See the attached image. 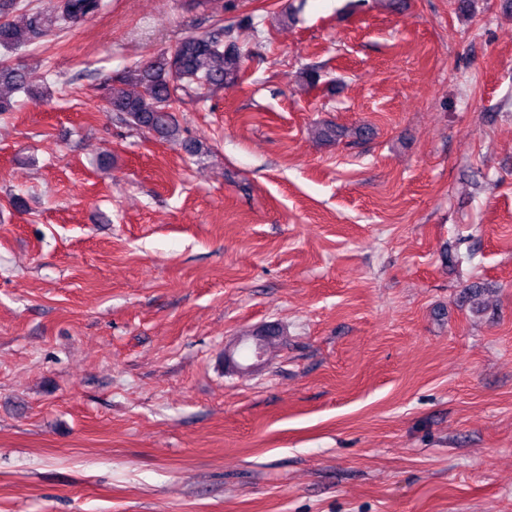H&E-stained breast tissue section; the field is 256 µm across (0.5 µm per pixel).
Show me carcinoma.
Wrapping results in <instances>:
<instances>
[{"instance_id": "carcinoma-1", "label": "carcinoma", "mask_w": 512, "mask_h": 512, "mask_svg": "<svg viewBox=\"0 0 512 512\" xmlns=\"http://www.w3.org/2000/svg\"><path fill=\"white\" fill-rule=\"evenodd\" d=\"M103 7V0H58L50 13L29 10L24 23H0V48L12 51L32 44L52 26L76 28ZM234 26L191 35L157 60L127 72L123 83L138 87L127 91L115 86L107 98L108 111L115 120L133 130L153 133L197 153L199 144L180 139L181 129L175 117V105L186 98H202L240 79L244 54L233 40ZM32 93L27 73L21 66L0 58V113L12 109V101L3 88ZM486 289L471 284L465 294L476 311L484 310Z\"/></svg>"}]
</instances>
